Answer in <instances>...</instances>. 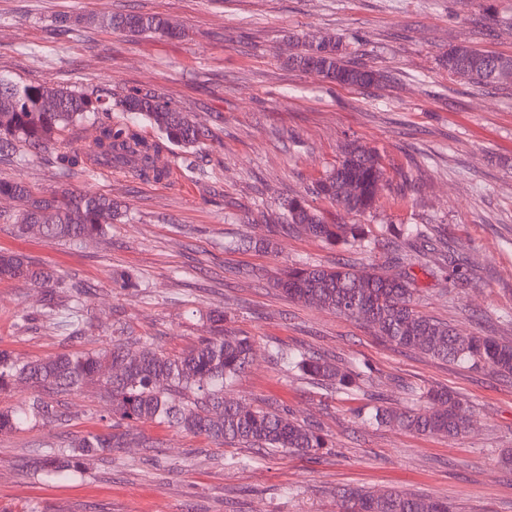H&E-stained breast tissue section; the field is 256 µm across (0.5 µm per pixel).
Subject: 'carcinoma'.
Returning a JSON list of instances; mask_svg holds the SVG:
<instances>
[{
    "instance_id": "1",
    "label": "carcinoma",
    "mask_w": 512,
    "mask_h": 512,
    "mask_svg": "<svg viewBox=\"0 0 512 512\" xmlns=\"http://www.w3.org/2000/svg\"><path fill=\"white\" fill-rule=\"evenodd\" d=\"M105 22L131 36H180L159 15L131 12L110 16ZM289 61L339 86L368 87L385 78L379 70L351 62L348 46L339 36L306 39ZM440 62L449 76L465 79L474 86L496 84L500 82L496 71H512V56L488 53L469 42L449 47ZM114 107L154 126L160 140L147 142L124 122L99 123L94 140L79 148L62 138L69 128L96 120ZM203 136L204 131L187 113L151 90L126 94L112 103L96 92L79 91L52 81L22 83L0 75V155L19 148L39 150L51 144L56 147L57 164L63 171L94 161L124 169L133 178L151 175L160 179L167 174L166 169L156 165L163 145L169 143L188 150ZM388 183L377 153L350 143L338 165L317 182L314 192L348 212H365L376 205ZM0 195L20 203L15 218L19 234L36 232L71 246L105 236L122 216L112 198L96 192L36 194L1 176ZM285 210L286 222L299 232L329 244L369 247L362 225L329 224L304 199L288 201ZM0 279L24 280L44 289L45 316L59 320L66 330L64 339L81 335L79 306L68 307L64 316L58 317L54 296L67 284L53 270L21 255L1 253ZM277 286L290 299L362 320L376 336L399 348L512 374V340L463 335L449 324L419 312L414 277L407 272L383 276L373 267L306 264L289 269ZM209 320L217 335L182 356H169L149 344L135 353L114 345L95 352H63L37 362H22L1 350L0 390L25 381L35 393L18 410H0V433L12 432L33 420H63L59 398L99 381L112 399V416L121 421H158L217 441H237L271 451L317 455L327 448L326 437L315 426L301 425L286 413L252 408L224 397V389L232 386L245 370L253 340L224 333L222 311L211 312ZM269 354L287 370L337 392L353 388L365 376L358 365L342 369L309 349L272 347ZM416 401L418 405L404 411L373 405L360 410L357 417L367 424L394 425L444 437H454L465 429L470 407L455 393L447 389L420 391ZM135 441L137 438L128 431L90 432L64 447L47 446L27 461V469L45 476L79 473L87 459L108 458L113 449ZM337 495L339 512H452L448 500L431 496L392 491L374 494L354 487L342 488Z\"/></svg>"
}]
</instances>
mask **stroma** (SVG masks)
<instances>
[{"label": "stroma", "mask_w": 512, "mask_h": 512, "mask_svg": "<svg viewBox=\"0 0 512 512\" xmlns=\"http://www.w3.org/2000/svg\"><path fill=\"white\" fill-rule=\"evenodd\" d=\"M158 14L184 29L171 39L130 36L103 16ZM69 25H61V18ZM342 35L352 58L384 83L341 87L290 66L293 41ZM469 42L512 56V0H0V74L49 80L115 97L148 89L189 113L206 137L185 170L167 146L172 177L133 179L114 169L61 174L53 147L0 175L36 193L108 195L124 215L103 239L74 248L20 235L17 200L0 196V253L19 254L89 286L81 338L66 341L42 314L41 288L0 280V350L29 362L65 351L143 341L182 355L211 335L254 339L231 398L316 425L329 446L316 457L261 455L169 425L135 424L145 447L115 449L84 471L47 479L23 469L42 443L110 424L99 385L68 397L70 419L0 433V512H338L336 490L361 487L447 499L456 512H512V376L390 345L352 317L288 299V268L345 261L385 275L412 268L416 308L467 334L512 340V82L476 87L438 58ZM374 149L390 179L376 206L350 213L312 194L349 142ZM303 197L330 223L364 225L362 251L270 230L289 199ZM420 225L432 243L404 241ZM243 241L240 249L229 248ZM130 272L138 288L116 286ZM303 347L342 366L366 365L357 391L311 383L273 361L267 347ZM445 388L470 406L453 438L361 426L369 398L411 406L414 391ZM250 459L247 467L239 459Z\"/></svg>", "instance_id": "1"}]
</instances>
